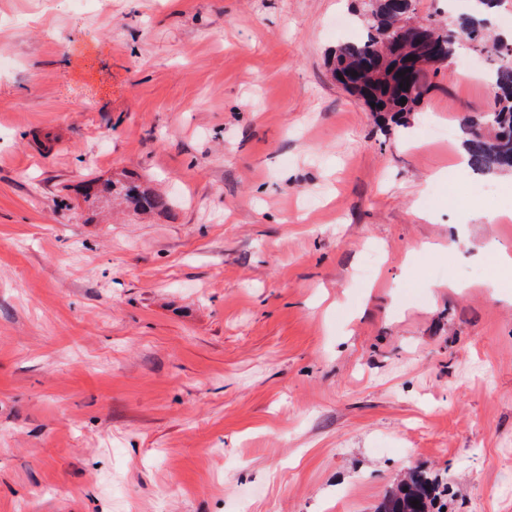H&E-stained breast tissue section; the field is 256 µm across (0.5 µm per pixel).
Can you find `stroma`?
<instances>
[{
  "label": "stroma",
  "instance_id": "1",
  "mask_svg": "<svg viewBox=\"0 0 512 512\" xmlns=\"http://www.w3.org/2000/svg\"><path fill=\"white\" fill-rule=\"evenodd\" d=\"M357 4L0 0V512H375L414 467L512 512V174L430 129L490 60L386 133L326 63ZM121 170L168 209L86 202Z\"/></svg>",
  "mask_w": 512,
  "mask_h": 512
}]
</instances>
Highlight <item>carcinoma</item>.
Here are the masks:
<instances>
[{
	"label": "carcinoma",
	"instance_id": "obj_1",
	"mask_svg": "<svg viewBox=\"0 0 512 512\" xmlns=\"http://www.w3.org/2000/svg\"><path fill=\"white\" fill-rule=\"evenodd\" d=\"M360 16L367 24V35L334 49L333 75L338 80L342 73H357L361 86L353 88L345 82L342 86L376 113L389 130L405 126L407 115L432 92L430 72L457 54L453 35L468 32L471 44L482 49L492 40L491 31L487 30L488 18L461 13L442 26L444 49L434 57L409 44L407 25L437 24L435 15L419 18L413 13L404 19L391 17L384 13L381 0H368ZM408 69L413 73V80L406 86L399 73ZM488 79L494 90L490 108L462 117L461 144L471 171L495 176L512 172V51L498 43L493 46ZM102 191L142 213L159 212L169 205L167 197L142 187L123 172L104 183ZM445 491L438 475L416 468L408 473L402 486L385 495L376 512H417L412 505L414 500L429 512H442Z\"/></svg>",
	"mask_w": 512,
	"mask_h": 512
}]
</instances>
